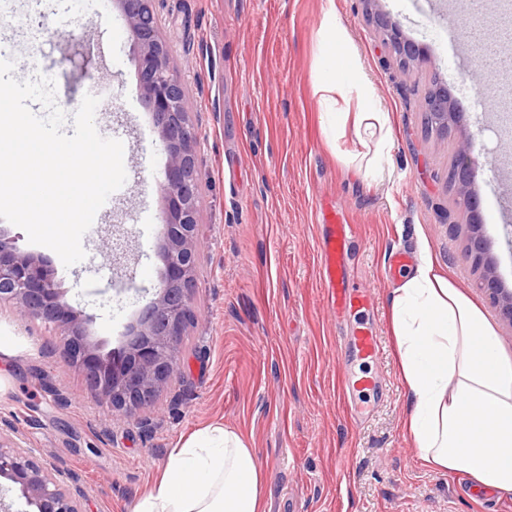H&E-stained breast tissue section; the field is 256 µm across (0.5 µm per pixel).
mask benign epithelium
I'll return each instance as SVG.
<instances>
[{
  "label": "benign epithelium",
  "instance_id": "obj_1",
  "mask_svg": "<svg viewBox=\"0 0 512 512\" xmlns=\"http://www.w3.org/2000/svg\"><path fill=\"white\" fill-rule=\"evenodd\" d=\"M156 0H113L124 17L139 78L166 155L159 192L164 203L159 288L129 326L118 350H104L90 336L88 317L64 301V291L39 259L21 251L0 231V308L21 321L44 324L58 335L60 356L78 368L92 397L125 416L146 415L171 385L180 366L181 345L201 311L193 288L199 262V167L197 139L186 105L184 84L171 64V51L160 33ZM378 0H362L364 16L378 34L402 79L424 61V49L405 38L397 25L377 9ZM431 126L440 133L459 126L463 112L441 83L427 89L422 101ZM479 159L473 140L457 142V160L448 169V183L458 192L469 232L463 259L481 271L484 288L512 325V290L496 272L481 235L483 217L473 185ZM15 485L29 512H84L85 490L69 469L47 448H38L18 432H0V479Z\"/></svg>",
  "mask_w": 512,
  "mask_h": 512
}]
</instances>
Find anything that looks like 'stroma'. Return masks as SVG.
<instances>
[{
    "label": "stroma",
    "instance_id": "stroma-1",
    "mask_svg": "<svg viewBox=\"0 0 512 512\" xmlns=\"http://www.w3.org/2000/svg\"><path fill=\"white\" fill-rule=\"evenodd\" d=\"M380 8L427 50L401 84L381 62L361 0H156L200 169L193 295L203 316L183 343L176 380L152 414L117 421L81 373L59 362L52 332L0 310V426L64 460L87 491L85 512H129L155 486L169 452L214 425L254 448L269 512H512V496L475 495L468 476L428 470L410 448L389 324L399 279L385 274L397 250L414 254L427 244L512 356V325L462 259L465 225L447 218L457 208L448 168L460 136L473 138L486 163L475 180L483 205L493 191L512 193V143L498 117L478 112L477 88L465 77L471 63L451 47L461 0H448L441 14L432 0H381ZM331 14L342 36L324 50L320 30ZM0 59L13 60L20 81L51 74L60 101L80 102L90 81L100 82L95 126L122 142L126 182L84 234L85 259L64 266L21 228L0 219V230L46 261L66 302L91 316L93 338L120 348L159 286L166 162L122 15L112 0H0ZM321 77L365 88L337 98V111L389 113L384 179L349 163L365 150L352 125L332 133L323 124ZM434 79L465 114L444 142L422 110ZM325 202L353 225L349 275L373 295L360 319L380 339L369 362L353 356L356 322L328 308L318 281L315 212ZM118 234L126 251L113 264L103 244ZM361 373L373 390L345 398L343 379Z\"/></svg>",
    "mask_w": 512,
    "mask_h": 512
}]
</instances>
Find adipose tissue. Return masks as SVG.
I'll return each mask as SVG.
<instances>
[{
    "mask_svg": "<svg viewBox=\"0 0 512 512\" xmlns=\"http://www.w3.org/2000/svg\"><path fill=\"white\" fill-rule=\"evenodd\" d=\"M364 163L381 172L392 142L389 115L356 113ZM391 331L409 408L402 423L432 470L461 473L512 496V356L482 309L420 247L410 275L390 294ZM264 474L236 432L216 425L173 449L159 484L132 512H261Z\"/></svg>",
    "mask_w": 512,
    "mask_h": 512,
    "instance_id": "ef3b65f1",
    "label": "adipose tissue"
}]
</instances>
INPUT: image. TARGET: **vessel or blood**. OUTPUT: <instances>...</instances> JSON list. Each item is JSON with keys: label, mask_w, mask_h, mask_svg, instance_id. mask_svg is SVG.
Masks as SVG:
<instances>
[{"label": "vessel or blood", "mask_w": 512, "mask_h": 512, "mask_svg": "<svg viewBox=\"0 0 512 512\" xmlns=\"http://www.w3.org/2000/svg\"><path fill=\"white\" fill-rule=\"evenodd\" d=\"M484 38L488 39L489 46L482 61L483 68L498 72L511 69L512 56L499 49L497 33L491 32L486 23L468 18L462 27L460 45ZM319 213L318 278L327 291V303L339 315L365 311L371 305L372 295L367 289L355 287L347 275L353 227L329 207H320ZM353 345L358 357L364 360L377 358L380 352L379 338L373 328L367 326L357 328Z\"/></svg>", "instance_id": "obj_1"}]
</instances>
